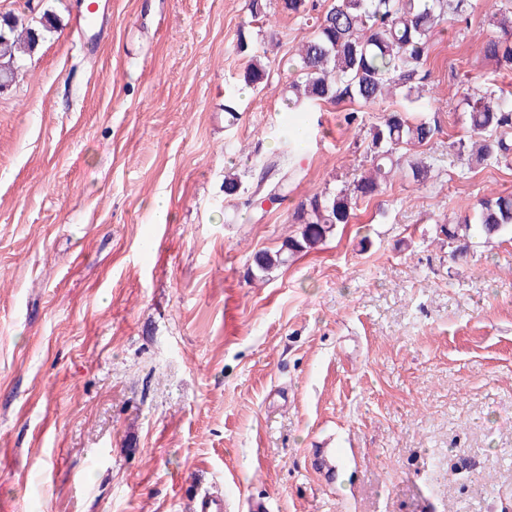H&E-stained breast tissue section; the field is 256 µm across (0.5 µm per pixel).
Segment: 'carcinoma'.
<instances>
[{
    "mask_svg": "<svg viewBox=\"0 0 512 512\" xmlns=\"http://www.w3.org/2000/svg\"><path fill=\"white\" fill-rule=\"evenodd\" d=\"M282 12L303 18L309 0H278ZM470 0H328L315 17L312 35L302 42L297 55L300 69L288 82L287 107L309 110L314 106L349 100L375 103L400 93L406 101L422 97L415 76L426 63L430 41L446 14L461 18ZM498 34L482 47L483 57L512 69V10L507 8L493 20ZM58 29L55 17L46 13L37 25L23 24L11 14L0 17V88L17 77L20 54L34 53L44 35ZM261 56L251 55L243 82L257 86L268 79ZM467 140H459L457 151L468 153V167L512 162V99H503L492 89L473 95L467 103ZM440 128L410 112H386L369 129L370 168L353 186L325 189L298 204L290 222L298 225L275 252L260 250L250 256L246 276L263 279L288 263L298 253L318 248L340 224L351 222L358 201L382 192L395 174L409 168L412 178L429 177L431 164L413 160L407 152L428 145ZM257 180L248 186L235 174H224V197L247 195V203L262 206L288 198L297 168L284 153L257 162ZM487 238L512 232V194L479 200L474 214L440 224L436 234L445 237L449 256L455 262L467 258L472 226Z\"/></svg>",
    "mask_w": 512,
    "mask_h": 512,
    "instance_id": "1",
    "label": "carcinoma"
}]
</instances>
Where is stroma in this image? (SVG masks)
I'll return each instance as SVG.
<instances>
[{
	"label": "stroma",
	"instance_id": "35a3bbf8",
	"mask_svg": "<svg viewBox=\"0 0 512 512\" xmlns=\"http://www.w3.org/2000/svg\"><path fill=\"white\" fill-rule=\"evenodd\" d=\"M79 2L0 0L59 24L0 90V512H192L203 490L232 512H512V237L475 236L457 266L435 236L512 194V166L471 171L449 146L475 88L512 90L479 54L485 0L433 37L420 102L307 112L282 89L312 29L277 0L261 18L250 0H107L94 56ZM242 33L267 84L240 81ZM405 107L441 127L427 182L395 176L248 282L294 206L358 178L368 129ZM295 121L288 200L260 218L225 198V173L250 181ZM73 25L80 35L82 51L91 52L95 48V39L90 33L96 30L95 23L87 14L79 11L73 15Z\"/></svg>",
	"mask_w": 512,
	"mask_h": 512
}]
</instances>
